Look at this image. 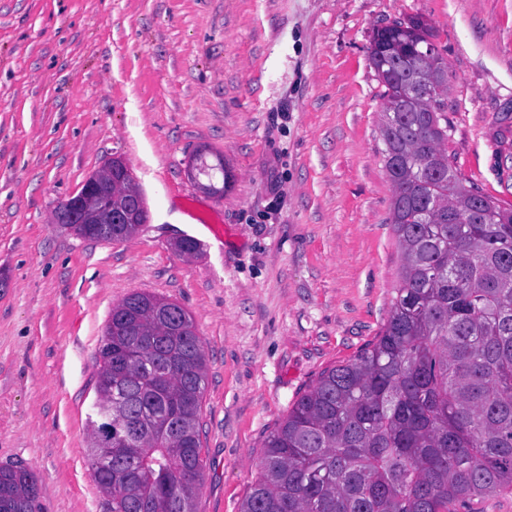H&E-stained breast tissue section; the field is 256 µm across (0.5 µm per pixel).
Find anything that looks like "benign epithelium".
Listing matches in <instances>:
<instances>
[{
    "label": "benign epithelium",
    "instance_id": "benign-epithelium-1",
    "mask_svg": "<svg viewBox=\"0 0 512 512\" xmlns=\"http://www.w3.org/2000/svg\"><path fill=\"white\" fill-rule=\"evenodd\" d=\"M105 192L114 200V207L107 209L108 224H127L126 210L134 205L144 207L133 173L121 158L114 157L90 175L77 193L61 202L55 222L70 224L80 237L89 238L94 234L93 225L101 223L99 203Z\"/></svg>",
    "mask_w": 512,
    "mask_h": 512
}]
</instances>
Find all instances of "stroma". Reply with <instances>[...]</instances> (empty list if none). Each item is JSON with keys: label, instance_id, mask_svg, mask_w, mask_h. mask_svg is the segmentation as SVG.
I'll return each instance as SVG.
<instances>
[{"label": "stroma", "instance_id": "stroma-1", "mask_svg": "<svg viewBox=\"0 0 512 512\" xmlns=\"http://www.w3.org/2000/svg\"><path fill=\"white\" fill-rule=\"evenodd\" d=\"M411 17L448 68L450 164L512 207V0H0V466L36 474L42 512H107L88 421L127 296L182 305L203 343L195 512H239L288 408L380 333L400 249L368 48ZM115 156L147 223L55 224Z\"/></svg>", "mask_w": 512, "mask_h": 512}]
</instances>
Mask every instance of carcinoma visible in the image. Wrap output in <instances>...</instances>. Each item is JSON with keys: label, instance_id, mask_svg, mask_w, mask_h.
Masks as SVG:
<instances>
[{"label": "carcinoma", "instance_id": "cac0c4a2", "mask_svg": "<svg viewBox=\"0 0 512 512\" xmlns=\"http://www.w3.org/2000/svg\"><path fill=\"white\" fill-rule=\"evenodd\" d=\"M418 18L373 33L400 280L380 334L325 370L268 435L240 512H472L512 492V208L448 165L441 53ZM425 91V98L413 94ZM205 358L189 312L133 293L112 308L98 401L112 407L109 512H195ZM41 512L38 481L0 467V509Z\"/></svg>", "mask_w": 512, "mask_h": 512}]
</instances>
